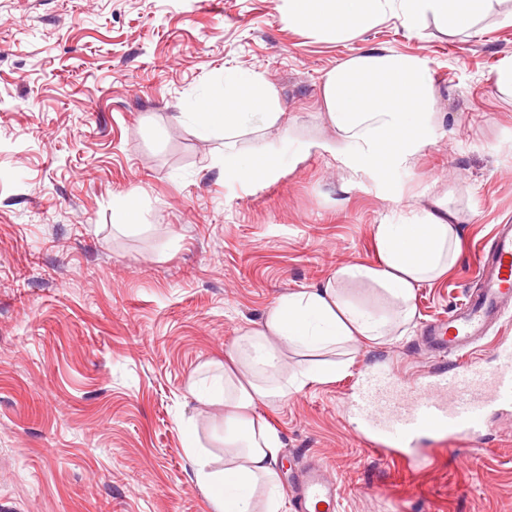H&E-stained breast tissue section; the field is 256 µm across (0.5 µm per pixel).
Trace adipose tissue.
<instances>
[{
    "label": "adipose tissue",
    "mask_w": 512,
    "mask_h": 512,
    "mask_svg": "<svg viewBox=\"0 0 512 512\" xmlns=\"http://www.w3.org/2000/svg\"><path fill=\"white\" fill-rule=\"evenodd\" d=\"M503 0H284L280 18L311 25L328 40L341 41L394 19L416 33L434 21L449 33L474 29ZM321 108L336 131L320 148L356 172L409 165L435 143L443 122L438 91L427 60L371 48L347 56L321 82ZM192 115L200 134L224 135V167L238 178L265 176L261 149L241 148L242 137L284 128L275 87L258 72L229 74L224 104L198 99ZM462 227L443 197L414 210L410 219L377 224V259L336 270L320 287L279 297L256 327L245 331L224 361L211 390H193L206 404L224 409V465L212 467L197 449L188 455L194 479L210 512H279V466L283 441L256 407L287 397L313 381H328L349 366L351 347L377 345L414 327L416 291L443 277L460 251ZM364 284L387 301L389 312L373 313L351 300L346 285ZM323 352L326 360L288 370L289 353Z\"/></svg>",
    "instance_id": "obj_1"
}]
</instances>
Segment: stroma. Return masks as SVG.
<instances>
[{
  "label": "stroma",
  "instance_id": "obj_1",
  "mask_svg": "<svg viewBox=\"0 0 512 512\" xmlns=\"http://www.w3.org/2000/svg\"><path fill=\"white\" fill-rule=\"evenodd\" d=\"M283 0H0V512H209L185 443L224 462L222 407L190 389L218 371L283 294L374 259V225L452 200L463 252L414 300L407 336L359 348L346 372L259 413L282 464L336 476L338 512H512V415L459 454L383 458L342 407L359 372L401 379L437 360L421 324L476 285L496 225L512 222V62L501 13L476 30L417 34L393 20L346 41L280 20ZM384 46L426 57L443 131L409 167L353 173L305 143L335 139L323 75ZM274 85L287 131L258 144L272 171L224 169V140L187 113L224 101L227 72Z\"/></svg>",
  "mask_w": 512,
  "mask_h": 512
}]
</instances>
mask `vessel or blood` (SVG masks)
<instances>
[{
  "mask_svg": "<svg viewBox=\"0 0 512 512\" xmlns=\"http://www.w3.org/2000/svg\"><path fill=\"white\" fill-rule=\"evenodd\" d=\"M479 267L475 289L446 320L423 329L424 344L446 369L408 385L385 365L360 375L351 411L360 438L379 454L405 455L435 435L476 446L494 416L512 411V349L500 351L492 370L475 356L487 331L512 311L511 226H496ZM291 492L294 512H337L338 483L319 461L295 473Z\"/></svg>",
  "mask_w": 512,
  "mask_h": 512,
  "instance_id": "vessel-or-blood-1",
  "label": "vessel or blood"
}]
</instances>
